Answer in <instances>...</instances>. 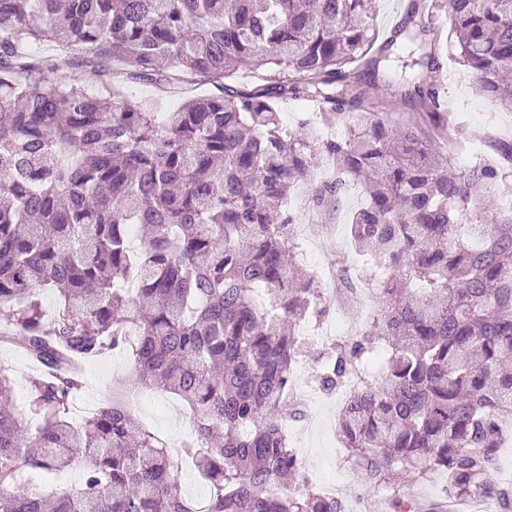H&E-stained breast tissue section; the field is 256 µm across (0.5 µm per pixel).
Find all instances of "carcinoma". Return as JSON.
Listing matches in <instances>:
<instances>
[{
    "mask_svg": "<svg viewBox=\"0 0 512 512\" xmlns=\"http://www.w3.org/2000/svg\"><path fill=\"white\" fill-rule=\"evenodd\" d=\"M436 7L476 91L511 104L512 0H413L363 72L372 0H0V343L37 366L19 399L0 372V512H346L286 437L305 416L288 404L308 349L298 327L328 310L297 275L287 207L318 155L333 174L315 206L361 186L351 237L381 272L370 324L321 350L314 375L326 393L350 390L347 459L375 487L441 471L446 498L512 507L497 480L512 421V214L471 224L468 210L512 175V145L455 174L420 125L393 126L369 103L382 84L440 120L444 47L415 23ZM44 43L97 61L100 93L45 77L57 65ZM261 60L270 85L223 86ZM115 61L160 94L130 99L108 79ZM198 81L224 95L164 111L169 86ZM290 96L323 100V123L345 135L289 134L277 104ZM377 338L386 365L367 372ZM126 346L138 386L189 406L181 448L210 488L202 502L182 497L179 456L126 402L72 418V364ZM63 470L69 488L4 493Z\"/></svg>",
    "mask_w": 512,
    "mask_h": 512,
    "instance_id": "1",
    "label": "carcinoma"
}]
</instances>
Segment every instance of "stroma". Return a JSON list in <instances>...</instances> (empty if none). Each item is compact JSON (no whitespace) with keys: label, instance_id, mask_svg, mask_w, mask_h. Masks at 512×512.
I'll return each mask as SVG.
<instances>
[{"label":"stroma","instance_id":"35a3bbf8","mask_svg":"<svg viewBox=\"0 0 512 512\" xmlns=\"http://www.w3.org/2000/svg\"><path fill=\"white\" fill-rule=\"evenodd\" d=\"M437 28L447 52L443 68L436 73L434 81L443 100L450 135L449 140L438 141L437 146L448 155L455 169L462 171L468 167L465 157L472 148H480L482 156L489 157L493 154L492 142H512V105L495 103L477 94L469 71L456 55L448 25L441 22ZM280 117L283 125L292 131L309 123L321 126L327 139L343 134L341 127L322 126L321 106L312 101L283 100ZM310 198V185L304 181L290 195L295 251L304 269L332 296L325 324H342L354 335L367 328L377 309V301L368 290L376 270L366 256L356 251L348 224L349 216L363 205L364 198L359 188H350L339 204L326 213L315 212ZM131 362L132 352L128 349L89 362L83 387L74 399V419L94 412L103 399L129 391ZM316 367L314 357L307 355L296 373L304 387L307 416L293 448L304 463L306 475L313 485L344 500L348 512H389L393 487L370 486L348 462L337 432L343 402L339 394L310 388ZM132 408L144 426L154 429L167 441L181 442L189 435L187 407L173 395L155 392L150 400L133 403Z\"/></svg>","mask_w":512,"mask_h":512}]
</instances>
